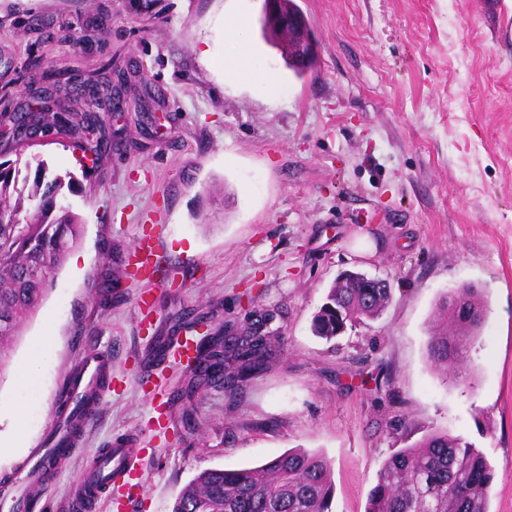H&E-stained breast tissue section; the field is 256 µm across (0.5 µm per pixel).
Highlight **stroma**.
I'll use <instances>...</instances> for the list:
<instances>
[{"label":"stroma","mask_w":512,"mask_h":512,"mask_svg":"<svg viewBox=\"0 0 512 512\" xmlns=\"http://www.w3.org/2000/svg\"><path fill=\"white\" fill-rule=\"evenodd\" d=\"M297 3L318 54L301 78L262 35L263 0H153L147 11L134 0H0V127L27 100L67 105L39 61L106 92L121 84L134 105L124 146L97 171L68 138L32 148L73 175L63 202L85 233L0 378V476L42 438L76 359L112 357L109 390L43 492L51 512H70L78 478L120 436L149 450L123 512H170L200 470L294 447L331 460L333 512H365L384 461L434 430L484 453L491 512H512V37L482 0ZM230 13L248 18L247 51L279 76L280 96L225 72ZM66 32L75 46L56 42ZM146 108L158 123L143 122ZM361 233L371 251L356 250ZM146 235L158 272L128 266L123 292L99 300L109 273L99 251L132 252ZM350 269L387 279L392 300L328 342L312 318ZM464 285L488 307L466 385L433 369L427 347L438 302ZM252 301L277 311L283 350L236 403L213 389L179 399L173 361L147 368L179 314L241 324Z\"/></svg>","instance_id":"1"}]
</instances>
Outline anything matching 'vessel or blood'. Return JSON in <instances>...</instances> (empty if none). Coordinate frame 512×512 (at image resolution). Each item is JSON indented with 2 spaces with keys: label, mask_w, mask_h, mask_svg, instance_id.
Listing matches in <instances>:
<instances>
[{
  "label": "vessel or blood",
  "mask_w": 512,
  "mask_h": 512,
  "mask_svg": "<svg viewBox=\"0 0 512 512\" xmlns=\"http://www.w3.org/2000/svg\"><path fill=\"white\" fill-rule=\"evenodd\" d=\"M111 377L107 359L98 351L85 354L64 379L58 394L62 405L39 446L31 449L20 474L0 481V504L9 512H42L39 499L29 492L30 485L46 486L53 479V464L59 463L75 440L69 432L72 408L87 398H101L103 386ZM146 455L138 439L111 442L97 456L94 466L79 481L78 501L82 512H95L101 500L111 499L113 491L129 486Z\"/></svg>",
  "instance_id": "b4317fda"
}]
</instances>
